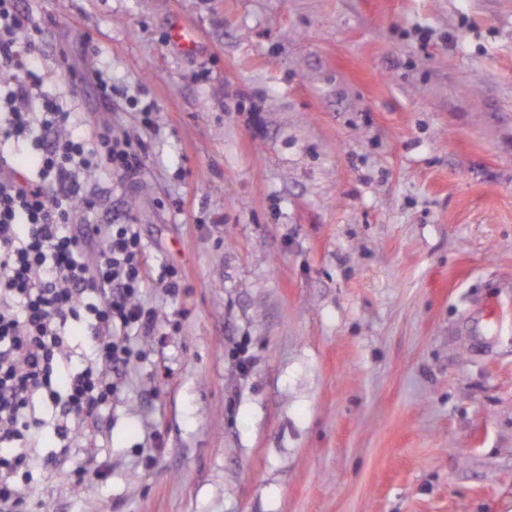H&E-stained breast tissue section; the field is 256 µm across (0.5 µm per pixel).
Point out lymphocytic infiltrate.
Here are the masks:
<instances>
[{
    "label": "lymphocytic infiltrate",
    "mask_w": 512,
    "mask_h": 512,
    "mask_svg": "<svg viewBox=\"0 0 512 512\" xmlns=\"http://www.w3.org/2000/svg\"><path fill=\"white\" fill-rule=\"evenodd\" d=\"M31 27L19 0H0V73L13 76L0 84V512H27L19 471L44 461L35 441L44 422L30 402L52 406L60 449L46 461L64 464L123 382L127 329L150 334L159 325L157 310L138 301L148 270L134 226L75 220L96 206L93 174L133 176L145 151L108 125L90 140L73 136V113L39 94ZM22 141L34 154L28 171L13 162ZM75 321L92 348L77 365Z\"/></svg>",
    "instance_id": "lymphocytic-infiltrate-1"
}]
</instances>
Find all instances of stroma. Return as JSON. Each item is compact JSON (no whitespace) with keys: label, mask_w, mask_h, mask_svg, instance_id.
Here are the masks:
<instances>
[{"label":"stroma","mask_w":512,"mask_h":512,"mask_svg":"<svg viewBox=\"0 0 512 512\" xmlns=\"http://www.w3.org/2000/svg\"><path fill=\"white\" fill-rule=\"evenodd\" d=\"M20 3L160 314L33 508L512 512V0Z\"/></svg>","instance_id":"obj_1"}]
</instances>
